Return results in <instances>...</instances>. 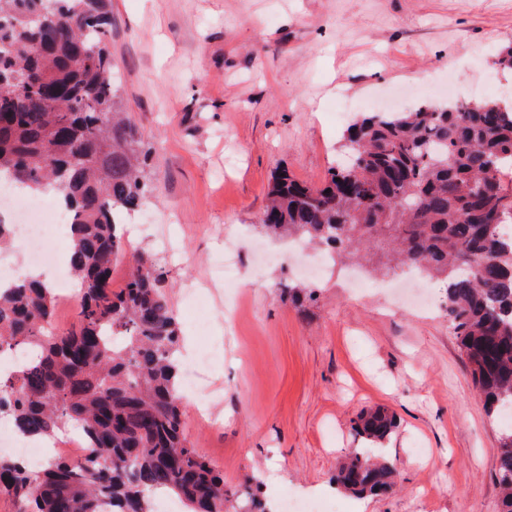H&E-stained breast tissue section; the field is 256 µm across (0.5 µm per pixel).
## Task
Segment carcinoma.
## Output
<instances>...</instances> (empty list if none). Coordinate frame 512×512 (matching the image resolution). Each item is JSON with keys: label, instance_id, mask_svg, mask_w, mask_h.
I'll use <instances>...</instances> for the list:
<instances>
[{"label": "carcinoma", "instance_id": "cac0c4a2", "mask_svg": "<svg viewBox=\"0 0 512 512\" xmlns=\"http://www.w3.org/2000/svg\"><path fill=\"white\" fill-rule=\"evenodd\" d=\"M108 0H0V175L53 192L72 216L69 261L81 283L77 321L55 324L54 289L0 288V355L28 354L0 378V415L22 433L73 425L90 452L38 469L0 456V492L21 512H155L158 493L188 512H273L252 486L231 491L185 435L179 327L151 253L132 254L125 287L111 288L122 252L117 215L149 197L136 129L121 116L107 47ZM348 164L323 186L277 176L265 234L361 260L372 253L446 282L449 327L487 416L500 426L501 512H512V102L425 103L367 112L346 131ZM396 418L364 411L353 430L380 446ZM396 472L362 448L338 467V489L391 490Z\"/></svg>", "mask_w": 512, "mask_h": 512}]
</instances>
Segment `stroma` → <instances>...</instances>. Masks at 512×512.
I'll use <instances>...</instances> for the list:
<instances>
[{"label": "stroma", "mask_w": 512, "mask_h": 512, "mask_svg": "<svg viewBox=\"0 0 512 512\" xmlns=\"http://www.w3.org/2000/svg\"><path fill=\"white\" fill-rule=\"evenodd\" d=\"M107 45L121 110L151 147L149 204L128 216L139 234L112 266L123 287L146 249L165 271L182 343L217 345L207 371L224 398L203 420L185 400L188 440L237 486L267 503L339 497L332 477L362 447L352 425L383 407L397 426L381 448L397 485L345 497L350 512H498L499 429L485 415L442 311L412 308L402 271L383 255L364 266L329 261L311 300L282 301L277 285L317 263V251L265 245L272 178L323 185L348 126L339 94L476 101L512 89L498 53L512 45V0H111ZM232 248L233 282L215 271ZM368 286L355 290L351 273Z\"/></svg>", "instance_id": "obj_1"}]
</instances>
